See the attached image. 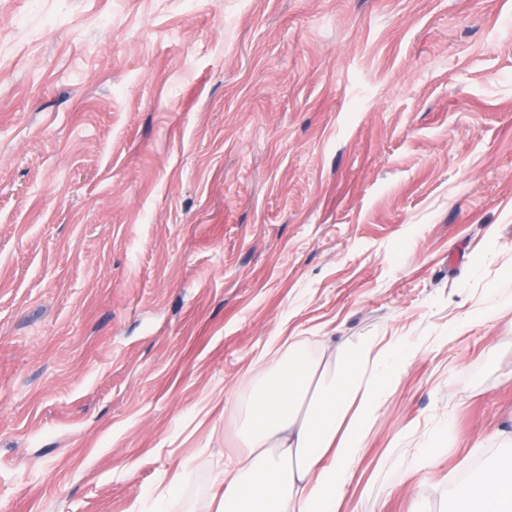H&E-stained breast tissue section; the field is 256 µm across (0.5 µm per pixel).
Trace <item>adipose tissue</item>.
I'll return each mask as SVG.
<instances>
[{
  "label": "adipose tissue",
  "instance_id": "ef3b65f1",
  "mask_svg": "<svg viewBox=\"0 0 512 512\" xmlns=\"http://www.w3.org/2000/svg\"><path fill=\"white\" fill-rule=\"evenodd\" d=\"M413 357L392 339L318 356L296 336L270 341L252 368L240 451L213 478L215 512H339L374 422ZM448 512H512V455L457 485Z\"/></svg>",
  "mask_w": 512,
  "mask_h": 512
}]
</instances>
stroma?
Masks as SVG:
<instances>
[{"label": "stroma", "instance_id": "stroma-1", "mask_svg": "<svg viewBox=\"0 0 512 512\" xmlns=\"http://www.w3.org/2000/svg\"><path fill=\"white\" fill-rule=\"evenodd\" d=\"M275 336L417 352L342 512L512 450V0H0V512H212Z\"/></svg>", "mask_w": 512, "mask_h": 512}]
</instances>
